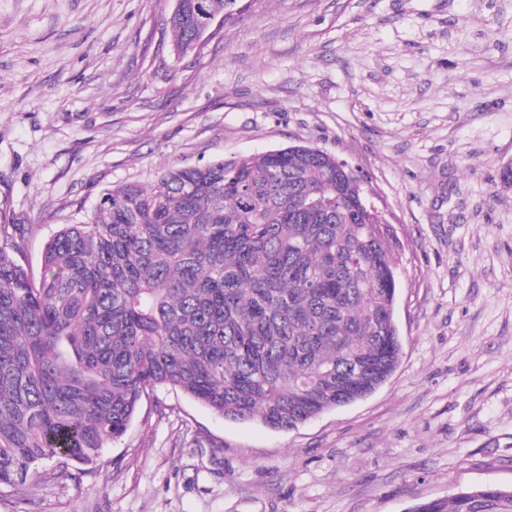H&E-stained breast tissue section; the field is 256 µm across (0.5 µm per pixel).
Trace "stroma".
Returning <instances> with one entry per match:
<instances>
[{
  "label": "stroma",
  "mask_w": 512,
  "mask_h": 512,
  "mask_svg": "<svg viewBox=\"0 0 512 512\" xmlns=\"http://www.w3.org/2000/svg\"><path fill=\"white\" fill-rule=\"evenodd\" d=\"M175 0H0V221L20 262L101 192L304 145L397 240L402 354L287 431L142 399L93 472L48 461L0 512H406L512 488V0H250L184 56Z\"/></svg>",
  "instance_id": "obj_1"
}]
</instances>
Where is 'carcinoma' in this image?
Masks as SVG:
<instances>
[{
  "label": "carcinoma",
  "mask_w": 512,
  "mask_h": 512,
  "mask_svg": "<svg viewBox=\"0 0 512 512\" xmlns=\"http://www.w3.org/2000/svg\"><path fill=\"white\" fill-rule=\"evenodd\" d=\"M197 2L169 17L179 54ZM365 202L345 164L290 146L105 189L37 279L16 260L30 227L0 224V487L97 465L160 388L273 430L373 393L402 346L396 250ZM406 512H512V489Z\"/></svg>",
  "instance_id": "1"
}]
</instances>
